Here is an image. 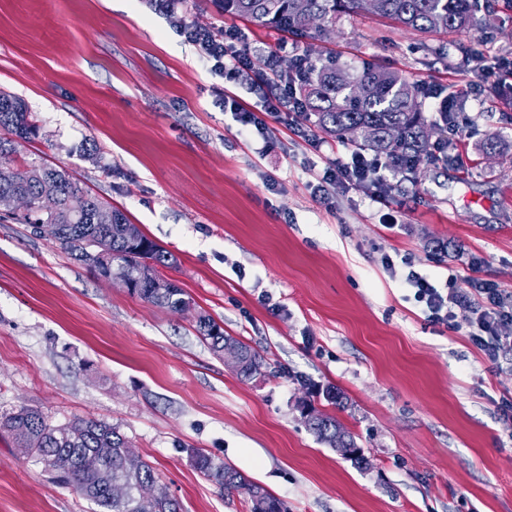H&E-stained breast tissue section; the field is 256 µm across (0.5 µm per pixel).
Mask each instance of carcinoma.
Wrapping results in <instances>:
<instances>
[{"label": "carcinoma", "instance_id": "carcinoma-1", "mask_svg": "<svg viewBox=\"0 0 512 512\" xmlns=\"http://www.w3.org/2000/svg\"><path fill=\"white\" fill-rule=\"evenodd\" d=\"M226 13L246 19L259 27L311 36L320 33L336 19V13L364 10L363 0H215ZM373 13L389 18L401 26L421 31L467 29L471 24L472 6L476 0H376ZM309 66L296 80L305 114L315 117L314 124L323 132L349 140L358 150L389 160L403 171L420 163L426 148L421 143L427 128L416 84L408 82L396 71L367 66L350 74L336 59L305 55ZM373 130L363 140L357 132L362 127ZM36 120L15 96L0 91V159L12 153L13 138H29L36 132ZM13 181L0 183V196L21 194L28 198L25 215L12 214L19 224H29L41 233L45 224H57L62 234L55 242L76 260H81L85 245L96 242L112 252V266L129 270L149 259L156 267L173 264L170 253L150 242L144 253L130 249L125 235L130 221L120 210L112 209L113 223H94L95 212L103 201L83 188L64 171L27 162L22 168L5 167ZM55 184L60 206L53 212L40 210L38 199L45 182ZM73 196L85 199L86 208L74 215L67 208ZM133 294L157 306L184 311L192 302L173 281L159 276L150 288H136ZM195 329L209 349L217 354L224 344H235L247 363L262 361L248 344L224 335V328L211 316L199 314ZM0 427L9 430L16 447L45 469L57 474L60 484L71 488L96 506L95 512H139L142 491L159 483L153 467L141 456L128 451L131 443L119 429L97 420L78 419L64 425H52L36 409L21 406L0 418ZM309 430L327 442L338 432L346 437V445L357 447L354 437L327 413ZM194 465L203 476L227 494L245 496L247 512H277L281 501L264 486L247 480L240 472L197 451Z\"/></svg>", "mask_w": 512, "mask_h": 512}]
</instances>
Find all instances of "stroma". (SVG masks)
I'll return each instance as SVG.
<instances>
[{"instance_id": "obj_1", "label": "stroma", "mask_w": 512, "mask_h": 512, "mask_svg": "<svg viewBox=\"0 0 512 512\" xmlns=\"http://www.w3.org/2000/svg\"><path fill=\"white\" fill-rule=\"evenodd\" d=\"M186 25L242 29L253 68L311 50L378 64L455 96L461 159L388 175L384 200L313 193V170L349 146L295 134L290 112L249 138L222 78L152 0H0V89L32 112L14 162L63 168L176 259L192 300L174 312L98 276L54 240L0 221V414L118 427L182 512H245L195 468L202 451L288 512H512V348L490 360L460 308L431 323L406 279L512 290V0H480L467 31L422 34L360 12L314 38L257 27L213 0ZM481 49L491 73L464 65ZM495 151H487V143ZM264 359L240 378L195 330L198 314ZM339 388L360 468L305 426ZM0 512H94L0 429Z\"/></svg>"}]
</instances>
